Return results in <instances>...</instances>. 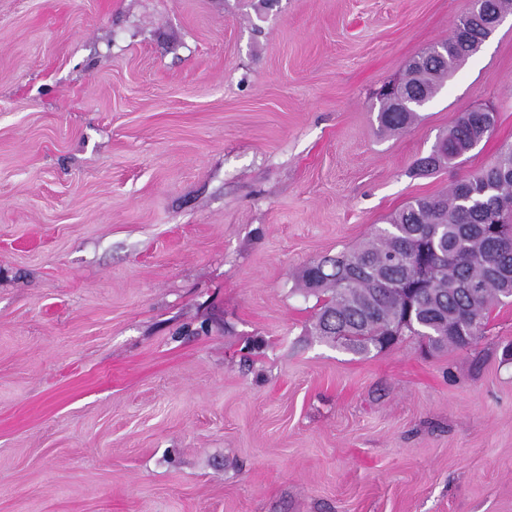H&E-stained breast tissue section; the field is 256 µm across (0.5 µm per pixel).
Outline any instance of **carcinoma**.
<instances>
[{
	"label": "carcinoma",
	"mask_w": 512,
	"mask_h": 512,
	"mask_svg": "<svg viewBox=\"0 0 512 512\" xmlns=\"http://www.w3.org/2000/svg\"><path fill=\"white\" fill-rule=\"evenodd\" d=\"M512 13V0H472L448 38L419 53L393 94L380 96V131L402 133ZM407 107L395 109L394 96ZM497 113H460L431 153L415 163L430 175L447 169L493 131ZM323 298L315 330L355 354L381 351L413 336L426 346L468 349L484 334L490 308L512 302V144L448 191L417 197L359 246L325 256L300 276Z\"/></svg>",
	"instance_id": "1"
}]
</instances>
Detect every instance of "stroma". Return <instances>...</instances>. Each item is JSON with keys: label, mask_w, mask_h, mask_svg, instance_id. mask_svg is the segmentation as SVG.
Listing matches in <instances>:
<instances>
[{"label": "stroma", "mask_w": 512, "mask_h": 512, "mask_svg": "<svg viewBox=\"0 0 512 512\" xmlns=\"http://www.w3.org/2000/svg\"><path fill=\"white\" fill-rule=\"evenodd\" d=\"M469 7L0 0V512H512V303L358 355L297 288L512 143V14L378 131ZM496 121V112L486 109L461 112L455 124L438 137L431 153L416 161L415 170L419 174L430 175L447 169L488 137Z\"/></svg>", "instance_id": "1"}]
</instances>
